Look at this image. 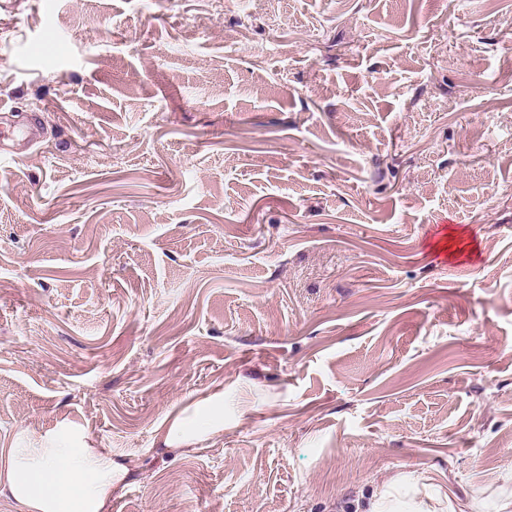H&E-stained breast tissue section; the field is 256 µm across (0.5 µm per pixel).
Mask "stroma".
<instances>
[{
  "label": "stroma",
  "mask_w": 512,
  "mask_h": 512,
  "mask_svg": "<svg viewBox=\"0 0 512 512\" xmlns=\"http://www.w3.org/2000/svg\"><path fill=\"white\" fill-rule=\"evenodd\" d=\"M511 62L512 0H0V449H107L110 512H512Z\"/></svg>",
  "instance_id": "35a3bbf8"
}]
</instances>
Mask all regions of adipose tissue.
Listing matches in <instances>:
<instances>
[{
  "mask_svg": "<svg viewBox=\"0 0 512 512\" xmlns=\"http://www.w3.org/2000/svg\"><path fill=\"white\" fill-rule=\"evenodd\" d=\"M129 467L102 448H17L0 469V495L18 512H108Z\"/></svg>",
  "mask_w": 512,
  "mask_h": 512,
  "instance_id": "1",
  "label": "adipose tissue"
}]
</instances>
